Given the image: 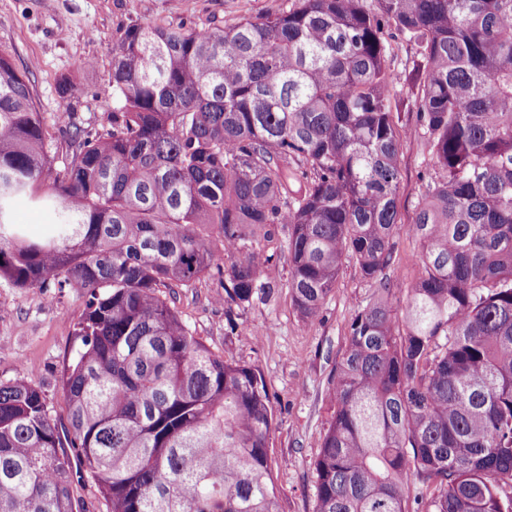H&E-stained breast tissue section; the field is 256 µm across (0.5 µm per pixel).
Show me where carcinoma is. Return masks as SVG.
Listing matches in <instances>:
<instances>
[{
	"mask_svg": "<svg viewBox=\"0 0 512 512\" xmlns=\"http://www.w3.org/2000/svg\"><path fill=\"white\" fill-rule=\"evenodd\" d=\"M387 26L416 47L411 128ZM110 84L107 126L72 133L54 177L27 77L0 53V281L86 297L60 375L67 425L33 381L0 382V512H84L75 472L109 512H280L262 373L212 352L161 294L214 271L227 305L268 295L275 255L251 227L270 224L290 228L306 322L343 257L372 288L328 388L314 512H512V0L135 24ZM412 135L433 172L406 228ZM21 200L53 222L15 223ZM405 229L412 285L389 274Z\"/></svg>",
	"mask_w": 512,
	"mask_h": 512,
	"instance_id": "carcinoma-1",
	"label": "carcinoma"
}]
</instances>
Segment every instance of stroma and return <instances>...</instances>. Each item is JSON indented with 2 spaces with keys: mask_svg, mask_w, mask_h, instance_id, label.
Returning a JSON list of instances; mask_svg holds the SVG:
<instances>
[{
  "mask_svg": "<svg viewBox=\"0 0 512 512\" xmlns=\"http://www.w3.org/2000/svg\"><path fill=\"white\" fill-rule=\"evenodd\" d=\"M289 0H0V50L28 78L31 99L42 112L51 139L54 170H61L75 129L97 131L112 110V45L133 24L192 28L231 25L243 17L282 10ZM387 62L397 78L400 122L413 124L411 89L415 49L387 33ZM78 89L62 101L59 85ZM426 149L409 138L400 150L398 206L402 224H411L425 191ZM267 251L276 255V287L264 299L225 309L224 290L205 276L190 287L164 294L181 320L212 351L229 361L258 368L275 415L268 436L281 512H313V461L331 414L327 399L336 363L347 345L348 325L371 292L359 268L343 257L336 288L320 319L306 325L288 288L287 225H275ZM85 298L76 288L41 291L0 283V381L29 378L57 413L65 408L60 375Z\"/></svg>",
  "mask_w": 512,
  "mask_h": 512,
  "instance_id": "1",
  "label": "stroma"
}]
</instances>
